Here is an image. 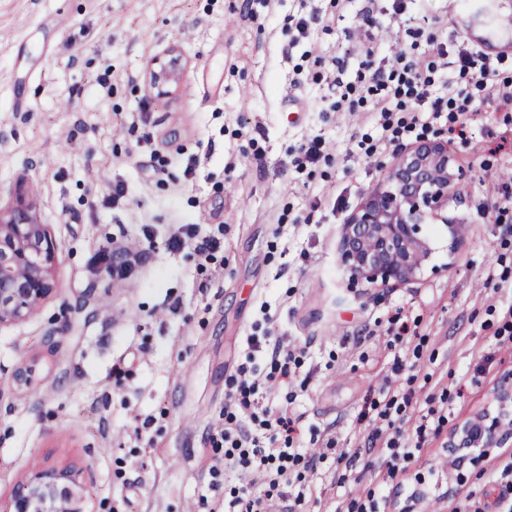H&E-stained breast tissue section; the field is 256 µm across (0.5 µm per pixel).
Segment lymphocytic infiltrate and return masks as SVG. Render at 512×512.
Segmentation results:
<instances>
[{
    "instance_id": "f902f5d3",
    "label": "lymphocytic infiltrate",
    "mask_w": 512,
    "mask_h": 512,
    "mask_svg": "<svg viewBox=\"0 0 512 512\" xmlns=\"http://www.w3.org/2000/svg\"><path fill=\"white\" fill-rule=\"evenodd\" d=\"M455 65L460 73L476 75L489 101L512 107V86L498 84V68L489 54L462 49ZM372 83L378 96L382 132L392 140L418 137L421 130L447 112V100L433 93V68L424 64L421 57L396 52L393 67L374 70ZM404 96L415 104L416 114L408 122L392 117ZM260 355L268 357L269 373H262L257 364ZM293 362V353L283 339L248 337L245 360L238 367L236 390L224 406V423L210 436L212 446L224 451L225 471L237 478L229 490V512L238 507L244 512H297L305 498L302 483L306 473L336 451L332 439L324 448L312 452L297 447V416L287 407L261 403L258 397L263 382L286 383L294 379ZM405 368L404 359L394 356L383 384L368 404L374 427L364 448L365 466L373 470L378 486L344 498L338 502L336 512H381L378 488L386 487L409 469L448 421V393L430 395L424 403H417L414 391L399 382Z\"/></svg>"
}]
</instances>
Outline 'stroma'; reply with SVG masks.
Instances as JSON below:
<instances>
[{"mask_svg":"<svg viewBox=\"0 0 512 512\" xmlns=\"http://www.w3.org/2000/svg\"><path fill=\"white\" fill-rule=\"evenodd\" d=\"M423 15L449 54L467 45L462 0L403 12L393 0H0V185L25 183L59 246L54 292L0 324V501L68 469L83 512H224V451L208 435L252 334L295 345L297 378L270 399H292L306 447L330 436L364 447L357 416L397 355L421 395L461 391L445 433L493 403L512 372V348L493 336L502 299L485 282L492 269L512 283L491 192L512 172V138L489 151L504 110L484 107L472 138L448 144L466 173L450 213L466 230L435 254L440 272L360 295L337 257L345 217L398 153L357 146L380 136L359 94L394 52L364 65L350 33L368 18L407 50ZM171 46L188 66L161 96L149 66ZM345 96L356 111L340 108ZM314 136L326 160L297 169ZM146 224L154 237L127 279L95 270ZM179 224L222 236L215 263L169 246ZM397 314L425 341L392 339ZM499 460L489 448L463 462L454 492L444 477L431 488L398 476L386 510L450 512ZM368 477L363 459L326 460L298 512H333Z\"/></svg>","mask_w":512,"mask_h":512,"instance_id":"stroma-1","label":"stroma"}]
</instances>
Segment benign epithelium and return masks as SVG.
<instances>
[{
	"label": "benign epithelium",
	"instance_id": "obj_1",
	"mask_svg": "<svg viewBox=\"0 0 512 512\" xmlns=\"http://www.w3.org/2000/svg\"><path fill=\"white\" fill-rule=\"evenodd\" d=\"M187 62L180 50L169 47L154 62L149 85L158 94L169 93ZM463 170L452 164L448 140L442 133L423 137L403 148L389 166L387 185L369 192L348 214L337 242L340 265L350 288H398L435 273L436 252L430 226L445 231L448 252L464 235V225L448 216V205L462 203L456 186ZM14 197L0 208V324L25 318L53 291L51 271L57 263L58 246L47 225L40 222L33 202L21 188L8 190ZM500 416L486 414L476 441L468 448H503L512 439V375L497 390ZM68 470L38 473L0 512H82L74 503Z\"/></svg>",
	"mask_w": 512,
	"mask_h": 512
}]
</instances>
